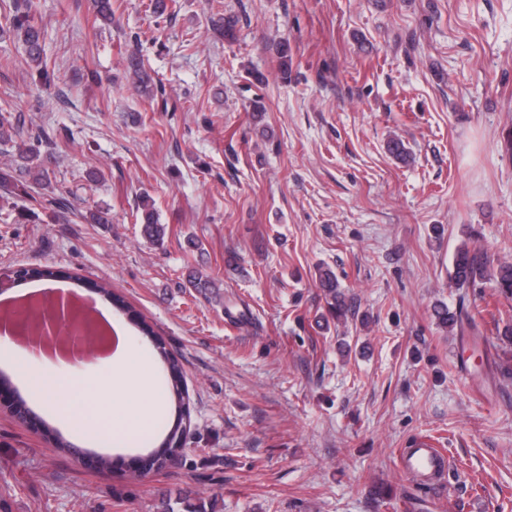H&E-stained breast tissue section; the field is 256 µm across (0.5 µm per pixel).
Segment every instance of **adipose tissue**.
Returning a JSON list of instances; mask_svg holds the SVG:
<instances>
[{"label": "adipose tissue", "instance_id": "obj_1", "mask_svg": "<svg viewBox=\"0 0 512 512\" xmlns=\"http://www.w3.org/2000/svg\"><path fill=\"white\" fill-rule=\"evenodd\" d=\"M131 340H124L107 373L71 368L0 335V359L10 363L40 404L57 408L72 427L118 444L148 435L163 397L151 371L140 368Z\"/></svg>", "mask_w": 512, "mask_h": 512}]
</instances>
